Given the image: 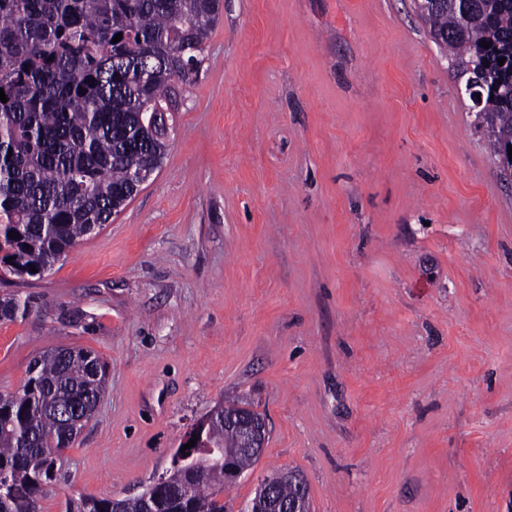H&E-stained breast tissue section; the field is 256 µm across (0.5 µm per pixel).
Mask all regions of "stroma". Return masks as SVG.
<instances>
[{"instance_id": "obj_1", "label": "stroma", "mask_w": 512, "mask_h": 512, "mask_svg": "<svg viewBox=\"0 0 512 512\" xmlns=\"http://www.w3.org/2000/svg\"><path fill=\"white\" fill-rule=\"evenodd\" d=\"M164 103L162 167L0 323L109 365L41 512L133 497L190 425L268 422L226 502L299 470L311 512H512V181L414 0H223Z\"/></svg>"}]
</instances>
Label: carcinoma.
<instances>
[{
  "label": "carcinoma",
  "mask_w": 512,
  "mask_h": 512,
  "mask_svg": "<svg viewBox=\"0 0 512 512\" xmlns=\"http://www.w3.org/2000/svg\"><path fill=\"white\" fill-rule=\"evenodd\" d=\"M220 10V0H0V264L11 275L51 270L126 205L138 168L161 167L167 143L149 129L148 113L163 109L172 84L189 83L185 64L202 63ZM420 17L445 38L459 81L483 64L476 116L499 156L512 143V97L504 94L512 86V0H448ZM12 230L17 237H8ZM31 310L27 298H0L1 322ZM107 370L91 350L54 347L34 358L22 389L0 392V512H40L80 433L55 407L93 412ZM226 413L258 415L218 406L193 434L196 448L172 454L165 482L131 498L81 496L66 512H226L224 449H239L244 471L256 463L239 448L242 430L224 424ZM278 496L310 512L297 484L282 483Z\"/></svg>",
  "instance_id": "obj_1"
}]
</instances>
